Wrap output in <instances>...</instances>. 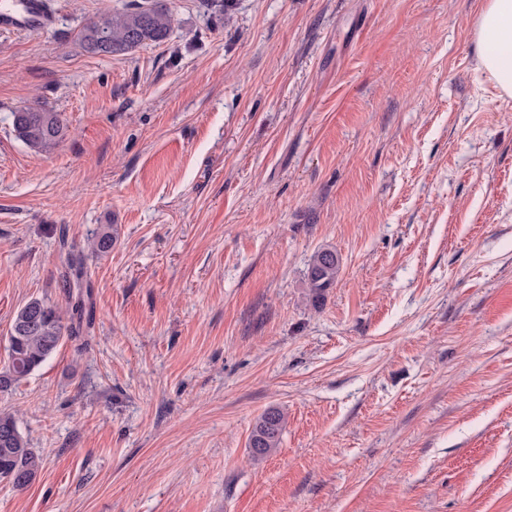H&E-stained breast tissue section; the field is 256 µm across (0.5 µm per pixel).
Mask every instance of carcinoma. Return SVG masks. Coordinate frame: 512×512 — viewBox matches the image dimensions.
Here are the masks:
<instances>
[{
	"label": "carcinoma",
	"instance_id": "obj_1",
	"mask_svg": "<svg viewBox=\"0 0 512 512\" xmlns=\"http://www.w3.org/2000/svg\"><path fill=\"white\" fill-rule=\"evenodd\" d=\"M172 17L163 0H151L150 7L134 2L122 10L106 13L84 26L81 42L86 51L123 56L145 45L166 41ZM18 137L38 152H49L65 136L62 113L44 107H26L12 113ZM117 242L114 232L105 227L88 239V249L95 254L112 251ZM341 261L333 248L317 250L306 271V281L313 303L324 299L325 292L336 284ZM86 275L83 253L72 251L68 258L66 286L81 287ZM77 340L82 332L63 325L57 308L42 300L31 299L16 313L9 336L8 364L0 370V392L32 374L58 348L64 338ZM285 414L276 407L264 411L255 421L248 442L251 459L260 463L279 448ZM42 468V459L30 447L15 418L0 413V480L18 489L30 486Z\"/></svg>",
	"mask_w": 512,
	"mask_h": 512
}]
</instances>
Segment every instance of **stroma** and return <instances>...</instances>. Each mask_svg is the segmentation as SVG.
Masks as SVG:
<instances>
[{
	"label": "stroma",
	"mask_w": 512,
	"mask_h": 512,
	"mask_svg": "<svg viewBox=\"0 0 512 512\" xmlns=\"http://www.w3.org/2000/svg\"><path fill=\"white\" fill-rule=\"evenodd\" d=\"M129 2L0 31V366L20 307L67 308L69 249L117 233L85 349L0 393L43 458L0 512H512V99L476 68L483 0H165V42L83 50ZM34 106L67 124L51 152L13 130ZM340 267V257L333 248H322L312 255L305 276L313 303L319 304L335 285ZM285 419V414L276 407L268 408L256 419L248 442L255 463L264 461L279 448Z\"/></svg>",
	"instance_id": "obj_1"
}]
</instances>
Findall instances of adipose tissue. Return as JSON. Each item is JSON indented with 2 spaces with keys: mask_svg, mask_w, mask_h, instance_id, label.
<instances>
[{
  "mask_svg": "<svg viewBox=\"0 0 512 512\" xmlns=\"http://www.w3.org/2000/svg\"><path fill=\"white\" fill-rule=\"evenodd\" d=\"M472 36L479 69L501 96L512 98V0H483Z\"/></svg>",
  "mask_w": 512,
  "mask_h": 512,
  "instance_id": "adipose-tissue-1",
  "label": "adipose tissue"
}]
</instances>
